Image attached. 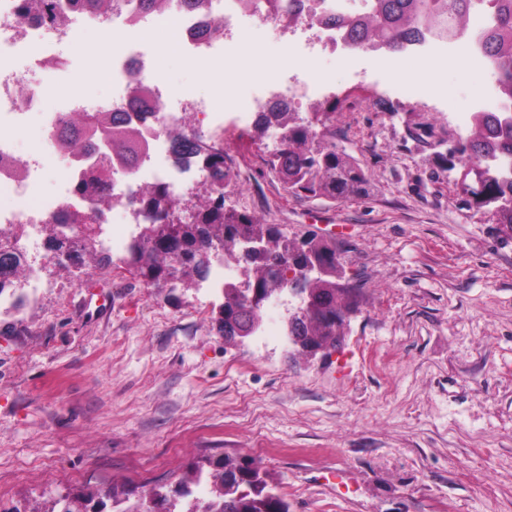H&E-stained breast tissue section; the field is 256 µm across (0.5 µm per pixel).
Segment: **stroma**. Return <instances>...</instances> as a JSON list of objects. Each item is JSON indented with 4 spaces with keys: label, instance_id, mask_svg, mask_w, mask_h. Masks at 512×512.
I'll return each instance as SVG.
<instances>
[{
    "label": "stroma",
    "instance_id": "obj_1",
    "mask_svg": "<svg viewBox=\"0 0 512 512\" xmlns=\"http://www.w3.org/2000/svg\"><path fill=\"white\" fill-rule=\"evenodd\" d=\"M242 33L250 58L225 44L212 73L175 50L166 82L219 111L249 104L278 79L283 41L260 23ZM110 42L88 27L67 47L58 100L76 84L109 93L86 60ZM315 69L335 90L300 113L328 112L367 195L287 193L264 165L272 140L228 116L224 155L252 174L226 206L335 242L357 302L340 347L292 355L284 304L266 341L224 339L221 290L148 286L119 253L102 269L46 264L23 314L0 310V512L83 491L90 512H113V488L168 490L227 456L253 459L290 512H512V239L463 207L459 171L413 136L456 140L484 76L430 62L422 79L372 65L359 80L333 55Z\"/></svg>",
    "mask_w": 512,
    "mask_h": 512
}]
</instances>
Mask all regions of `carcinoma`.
<instances>
[{
  "instance_id": "carcinoma-1",
  "label": "carcinoma",
  "mask_w": 512,
  "mask_h": 512,
  "mask_svg": "<svg viewBox=\"0 0 512 512\" xmlns=\"http://www.w3.org/2000/svg\"><path fill=\"white\" fill-rule=\"evenodd\" d=\"M73 8H88L106 13L122 8L124 0H69ZM492 22L481 35L484 52L496 63L500 86L505 96L512 97V0H491ZM148 12L176 9L206 11L209 0H140ZM472 0H373L369 14L355 19L334 18L332 23L347 28L351 41L373 51L384 49L400 56L413 42L425 34L453 36L469 26ZM147 94L146 85L134 79L129 105L133 112L116 117L75 113L61 131V146L74 153L84 152L97 142L105 141L110 152L105 155L96 176L82 178L76 186L101 210L112 205L103 187L112 167L134 168L146 150L138 126L141 119L134 111ZM329 113L313 112L301 117L297 112H259L254 128L257 137H268L275 130L286 134L267 159V171L277 178L286 191L299 198H324L347 201L367 193V178L361 164L349 154L336 149L327 121ZM175 163L200 165L206 171L205 189L194 194L195 202L188 216L176 223L168 221L169 209L178 208L166 187L157 185L130 203L148 214V221L137 225V234L128 246L125 264L143 282L155 288H189L205 280L210 258L224 253L252 271L250 287L258 293L296 284L297 294L304 293L298 275L310 264L321 266V275L309 289L317 300L314 308H303L288 315V336L294 344L311 354L329 336L328 327L344 322L354 311L351 289L343 285L341 254L324 239L298 241L288 237L279 224H263L254 215L224 204V187L231 170L224 163L222 143L208 139L197 144L194 118L169 132ZM436 159L447 171L462 170L456 182L460 195L468 196L467 208L490 214L512 237V166L501 160H512V114L496 115L474 112L459 137V147L450 152H435ZM81 212L63 210L43 224L45 244L49 251L69 253L78 259L89 256L96 264H112L111 255L100 245L101 228H86L83 238L59 231L62 223H80ZM21 225L0 224V293L18 286L25 256L11 240L23 234ZM258 236L265 249L243 258L239 255L243 240ZM262 313L253 305L238 299L234 286L224 289V304L218 319L219 332L231 339L242 334L251 336L260 326ZM218 470L205 472L204 466H190L180 483L179 493L171 496L152 488L136 500V504L119 512H152L148 497L159 500L164 512H289L288 501L251 460L226 457L217 463ZM211 483V498L204 505L189 499L190 486Z\"/></svg>"
}]
</instances>
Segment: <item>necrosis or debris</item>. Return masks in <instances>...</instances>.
<instances>
[{
  "instance_id": "1",
  "label": "necrosis or debris",
  "mask_w": 512,
  "mask_h": 512,
  "mask_svg": "<svg viewBox=\"0 0 512 512\" xmlns=\"http://www.w3.org/2000/svg\"><path fill=\"white\" fill-rule=\"evenodd\" d=\"M22 0H0V224H20L23 235L17 240L18 250L26 253L28 262L22 271L20 285L28 297H35L42 286L39 258L44 249L39 227L43 220L58 214L66 205L89 208L88 200L74 192L79 177L91 172L97 160L91 156L62 155L59 133L66 118L75 112L128 111V87L133 76L143 77L150 89L141 110L146 153L133 169L114 167L106 191L112 194V225H123L121 238L104 230V247L118 248L129 243L135 226L143 216L131 206L132 196L155 186H165L171 195L186 201L190 198L192 180L203 179L201 168L185 172L175 163L166 130L179 124L184 113L195 115V131L200 135L223 134L224 125L210 99L186 95L180 108H168L165 100L172 94L167 83L157 76L158 52L146 48L139 40L143 28L156 25L158 15L139 10V0H127L117 13H87V20L111 31L114 49L105 61L111 70L112 95L94 99L80 89H73L63 103L52 100L53 85L49 74L64 64L63 51L82 34L76 20L53 26L49 20L33 21L23 16ZM370 0H211L209 14L185 10L178 23L181 48L189 61L210 65L223 63L224 44L235 38L244 20L268 25L274 32L287 36L288 58L280 62L284 75L273 90L257 89L250 109L239 112L248 121L252 111H265L271 105L297 106L316 96L327 94V87H313L306 77L309 63L332 54L350 60L386 61L389 53L363 52L352 41L343 38L333 26L324 25L323 17L356 16L367 12ZM215 24L212 34H203L207 24ZM479 29L470 27L450 38L428 35L409 45L408 54L427 61H453L464 68H478L488 75L484 95L472 109L476 112H512V103L502 95L497 71L491 59L480 48ZM43 129L41 147L22 153L15 137L17 130L29 122ZM54 176V191H42L47 176Z\"/></svg>"
}]
</instances>
